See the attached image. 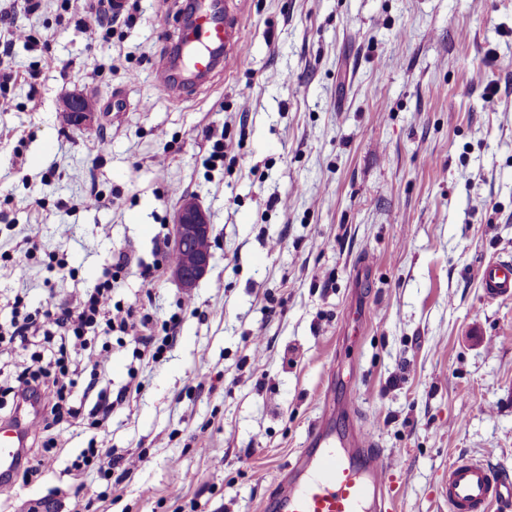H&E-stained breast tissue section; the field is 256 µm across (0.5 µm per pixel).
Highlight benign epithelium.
<instances>
[{"label":"benign epithelium","instance_id":"7a95c632","mask_svg":"<svg viewBox=\"0 0 512 512\" xmlns=\"http://www.w3.org/2000/svg\"><path fill=\"white\" fill-rule=\"evenodd\" d=\"M64 116L72 126L83 127L92 121L94 111L83 108L81 98L71 95L63 100ZM212 224L207 211L194 198H186L180 204L174 224V249L186 255L185 261L171 266V276L182 290L189 293L208 272L212 252L197 253L191 244L211 240Z\"/></svg>","mask_w":512,"mask_h":512}]
</instances>
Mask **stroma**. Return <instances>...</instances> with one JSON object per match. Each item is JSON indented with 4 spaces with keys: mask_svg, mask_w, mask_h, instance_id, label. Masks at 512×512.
<instances>
[{
    "mask_svg": "<svg viewBox=\"0 0 512 512\" xmlns=\"http://www.w3.org/2000/svg\"><path fill=\"white\" fill-rule=\"evenodd\" d=\"M93 2L0 0L20 74L0 86V253L40 229L29 265L0 267V325L19 296L73 303L120 252L115 302L180 325L157 363L108 337L104 383L140 394L105 428L68 425L40 474L0 485V512H262L328 395L392 464L394 512H448L460 458L512 474V298L478 278L512 257V0H223L246 46L180 103L155 70L186 0H126L106 41L74 26ZM87 92L93 121L69 125L64 98ZM187 197L213 225L188 296L142 275ZM92 442L143 460L115 487L71 475Z\"/></svg>",
    "mask_w": 512,
    "mask_h": 512,
    "instance_id": "obj_1",
    "label": "stroma"
}]
</instances>
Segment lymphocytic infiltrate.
Instances as JSON below:
<instances>
[{
  "label": "lymphocytic infiltrate",
  "instance_id": "f902f5d3",
  "mask_svg": "<svg viewBox=\"0 0 512 512\" xmlns=\"http://www.w3.org/2000/svg\"><path fill=\"white\" fill-rule=\"evenodd\" d=\"M128 265L125 254H118L111 270L99 277L92 288L76 300L74 305L50 304L32 311L25 310L23 302H16L8 328L0 327V346H7L18 357L31 358L30 367L14 376L8 387L16 407L31 412L29 430L25 435V451L35 454L38 449L59 447L64 431L59 422L62 416L80 418L81 405L70 404L73 388H81L83 396H95L96 403L92 425H99L101 416L110 415L114 406L122 405L131 395L140 393L141 383L128 382L116 395L107 397L97 391L95 377L104 372L111 359L109 345L93 346L87 336L89 329L100 326L105 332H119L122 338L134 344L139 359L159 362L176 340L178 316H171L162 324H155L153 317L141 313L135 306L121 307L113 304L112 293ZM44 340L60 338L62 343L79 348L82 357L77 364H70L67 355L42 361L40 355L31 354L34 337ZM89 372L92 380L79 386L82 372ZM140 463L139 458L113 457L111 450L89 447L71 462L70 469L82 474L94 471L111 477L115 468L131 472Z\"/></svg>",
  "mask_w": 512,
  "mask_h": 512
}]
</instances>
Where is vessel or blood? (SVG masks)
Segmentation results:
<instances>
[{
    "label": "vessel or blood",
    "instance_id": "obj_1",
    "mask_svg": "<svg viewBox=\"0 0 512 512\" xmlns=\"http://www.w3.org/2000/svg\"><path fill=\"white\" fill-rule=\"evenodd\" d=\"M180 45L190 47L179 70L157 71L158 83L174 100L184 89L206 79L221 63L227 45L244 47L245 36L218 5L199 0ZM479 280L489 298L512 297V258L483 263ZM349 403L328 407L308 429L303 447L286 467L269 512H391L388 464L364 430L339 424ZM26 416L0 426V477L18 465L27 429ZM448 512H504L512 506V478L485 460L462 458L448 468L441 487Z\"/></svg>",
    "mask_w": 512,
    "mask_h": 512
}]
</instances>
